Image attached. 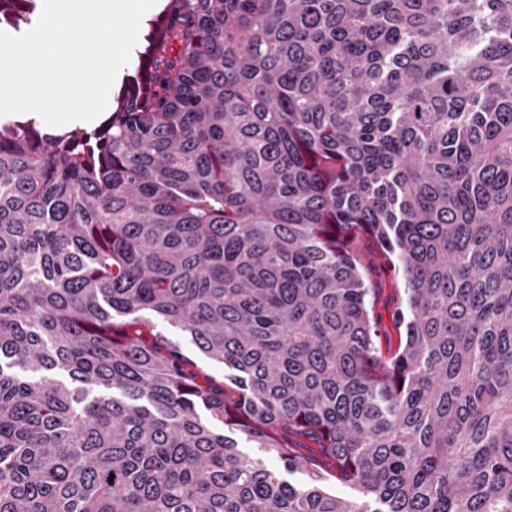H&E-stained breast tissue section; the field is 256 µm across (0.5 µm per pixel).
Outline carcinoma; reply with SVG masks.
I'll list each match as a JSON object with an SVG mask.
<instances>
[{
  "mask_svg": "<svg viewBox=\"0 0 512 512\" xmlns=\"http://www.w3.org/2000/svg\"><path fill=\"white\" fill-rule=\"evenodd\" d=\"M145 41L100 127L0 124V512H512V0H166ZM360 257L374 288L373 312L380 335L376 338V346L382 357L387 359L398 348L401 336L404 339L403 329L397 327L393 318L399 300V289L403 288L400 282L382 271L383 260L369 243L360 244ZM158 328L162 329L166 334H168L169 338L178 342L184 354L191 361L197 364L203 370L204 373L208 374L217 381L224 380L225 382H229L227 378L231 374V372L228 371L227 369L225 370L223 365L213 363L207 360L196 348L191 336H186V334L181 332L180 330L169 327L167 325L159 324ZM237 441H238V444H239V449L250 455V456H253V457H260L262 459L265 460V462L268 464V466L272 469H275V470H278L279 472H281V474L284 476V478L293 483V484H301L303 483L304 479H305V476L304 474L302 473H294V474H288L286 473L284 470H282L280 468V465L279 463L271 458L269 455H267L264 451V449L262 448H254V445L250 442H247L245 441L244 439L242 438H239V437H236Z\"/></svg>",
  "mask_w": 512,
  "mask_h": 512,
  "instance_id": "carcinoma-1",
  "label": "carcinoma"
}]
</instances>
